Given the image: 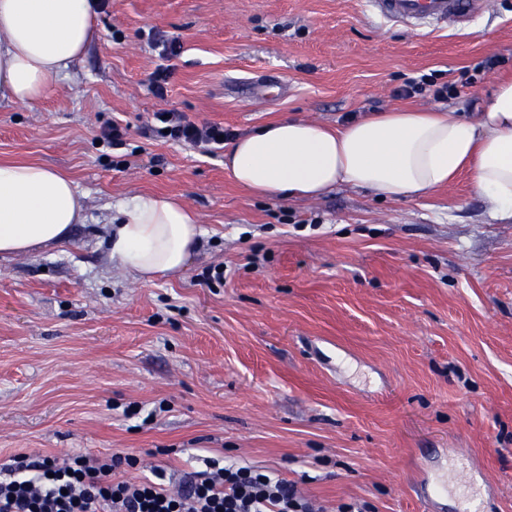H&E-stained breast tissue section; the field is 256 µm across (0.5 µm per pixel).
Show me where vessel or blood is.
<instances>
[{"instance_id": "vessel-or-blood-1", "label": "vessel or blood", "mask_w": 512, "mask_h": 512, "mask_svg": "<svg viewBox=\"0 0 512 512\" xmlns=\"http://www.w3.org/2000/svg\"><path fill=\"white\" fill-rule=\"evenodd\" d=\"M380 19L415 28L461 27L483 9L482 0H367Z\"/></svg>"}]
</instances>
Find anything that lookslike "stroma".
<instances>
[{
	"label": "stroma",
	"mask_w": 512,
	"mask_h": 512,
	"mask_svg": "<svg viewBox=\"0 0 512 512\" xmlns=\"http://www.w3.org/2000/svg\"><path fill=\"white\" fill-rule=\"evenodd\" d=\"M490 55L501 66L480 69ZM424 74L457 89L392 97ZM502 74L512 0L462 30L388 23L365 0H108L43 98L0 101V162L63 170L85 204L68 241L0 257V465L124 452L130 478L174 487L222 458L282 473L322 512H428L414 474L466 471L512 512V219L471 175L422 199L262 198L223 153L150 128L160 109L237 137L284 116L333 127L373 103L470 116ZM115 122L119 146L101 140ZM138 193L197 214L180 275L140 282L112 259L116 207ZM219 265L223 284H206Z\"/></svg>",
	"instance_id": "stroma-1"
}]
</instances>
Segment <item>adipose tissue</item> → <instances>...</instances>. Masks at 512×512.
<instances>
[{"label": "adipose tissue", "instance_id": "1", "mask_svg": "<svg viewBox=\"0 0 512 512\" xmlns=\"http://www.w3.org/2000/svg\"><path fill=\"white\" fill-rule=\"evenodd\" d=\"M94 0H0V99L42 97L86 51ZM224 166L257 196L316 198L345 184L379 198L424 196L461 171L496 216L512 218V77L500 78L477 118L398 108L328 129L283 118L237 137ZM84 205L73 180L38 162L0 163V255L68 239ZM195 214L173 197L122 202L108 240L134 280L175 275L200 243Z\"/></svg>", "mask_w": 512, "mask_h": 512}]
</instances>
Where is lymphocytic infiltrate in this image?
I'll return each mask as SVG.
<instances>
[{
	"label": "lymphocytic infiltrate",
	"instance_id": "lymphocytic-infiltrate-1",
	"mask_svg": "<svg viewBox=\"0 0 512 512\" xmlns=\"http://www.w3.org/2000/svg\"><path fill=\"white\" fill-rule=\"evenodd\" d=\"M156 130L169 140L203 149L218 145L224 128L196 123L182 112L158 111ZM135 458L75 455L13 457L1 467L0 512H313L308 500L282 475L207 460L206 470L187 473L173 490L150 478L125 479Z\"/></svg>",
	"mask_w": 512,
	"mask_h": 512
}]
</instances>
